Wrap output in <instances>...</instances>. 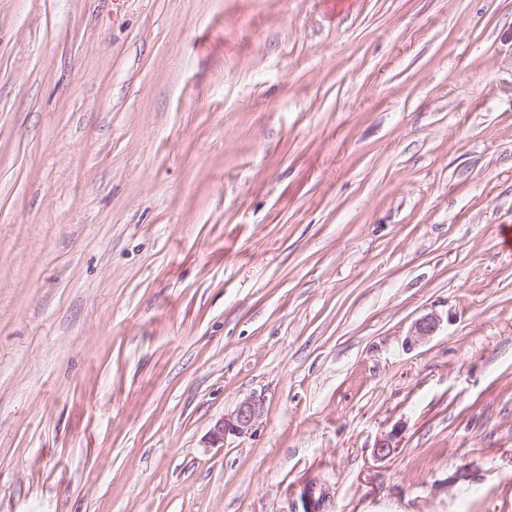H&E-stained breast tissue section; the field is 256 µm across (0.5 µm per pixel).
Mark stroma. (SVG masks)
<instances>
[{
	"mask_svg": "<svg viewBox=\"0 0 512 512\" xmlns=\"http://www.w3.org/2000/svg\"><path fill=\"white\" fill-rule=\"evenodd\" d=\"M509 225L512 0H0V512H512ZM262 412L263 403L260 400L253 398L243 400L232 414L224 416L214 424L208 436L209 446L223 447L227 434H247L259 420Z\"/></svg>",
	"mask_w": 512,
	"mask_h": 512,
	"instance_id": "stroma-1",
	"label": "stroma"
}]
</instances>
